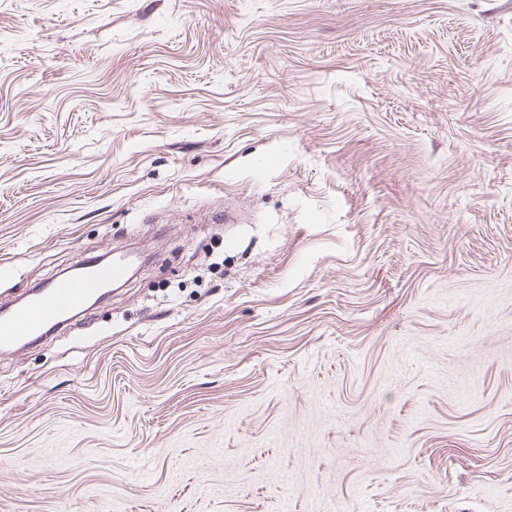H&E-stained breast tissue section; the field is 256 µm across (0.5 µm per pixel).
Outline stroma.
<instances>
[{
	"label": "stroma",
	"mask_w": 512,
	"mask_h": 512,
	"mask_svg": "<svg viewBox=\"0 0 512 512\" xmlns=\"http://www.w3.org/2000/svg\"><path fill=\"white\" fill-rule=\"evenodd\" d=\"M0 512H512V0H0ZM128 259L115 255L104 264H87L77 274L60 275L25 301L0 311V352L30 344L51 325L71 313L85 312L87 303L127 274Z\"/></svg>",
	"instance_id": "stroma-1"
}]
</instances>
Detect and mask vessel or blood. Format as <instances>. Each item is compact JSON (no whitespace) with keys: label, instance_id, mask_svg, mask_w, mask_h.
<instances>
[{"label":"vessel or blood","instance_id":"vessel-or-blood-1","mask_svg":"<svg viewBox=\"0 0 512 512\" xmlns=\"http://www.w3.org/2000/svg\"><path fill=\"white\" fill-rule=\"evenodd\" d=\"M127 267L122 254L103 264L86 265L80 273L55 277L19 305L0 310V352L30 344L63 317L85 312L93 297L126 276Z\"/></svg>","mask_w":512,"mask_h":512}]
</instances>
